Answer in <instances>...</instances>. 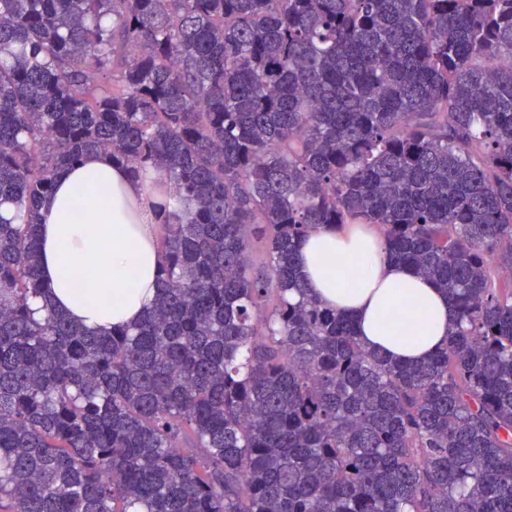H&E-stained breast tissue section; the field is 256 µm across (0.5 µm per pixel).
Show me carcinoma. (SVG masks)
Masks as SVG:
<instances>
[{"instance_id":"carcinoma-1","label":"carcinoma","mask_w":512,"mask_h":512,"mask_svg":"<svg viewBox=\"0 0 512 512\" xmlns=\"http://www.w3.org/2000/svg\"><path fill=\"white\" fill-rule=\"evenodd\" d=\"M153 169L137 324L47 312L38 201ZM325 224L448 294L424 362L306 288ZM512 512V0H0V512Z\"/></svg>"}]
</instances>
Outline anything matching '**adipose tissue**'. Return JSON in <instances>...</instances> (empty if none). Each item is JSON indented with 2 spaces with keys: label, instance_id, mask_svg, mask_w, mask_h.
I'll use <instances>...</instances> for the list:
<instances>
[{
  "label": "adipose tissue",
  "instance_id": "ef3b65f1",
  "mask_svg": "<svg viewBox=\"0 0 512 512\" xmlns=\"http://www.w3.org/2000/svg\"><path fill=\"white\" fill-rule=\"evenodd\" d=\"M154 173L131 179L104 154L56 177L40 204L37 309L90 329L137 323L150 308L165 263L154 227L164 198ZM302 277L326 306L351 317L364 346L402 362L443 346L455 313L432 282L392 260L368 226L323 227L298 253Z\"/></svg>",
  "mask_w": 512,
  "mask_h": 512
}]
</instances>
